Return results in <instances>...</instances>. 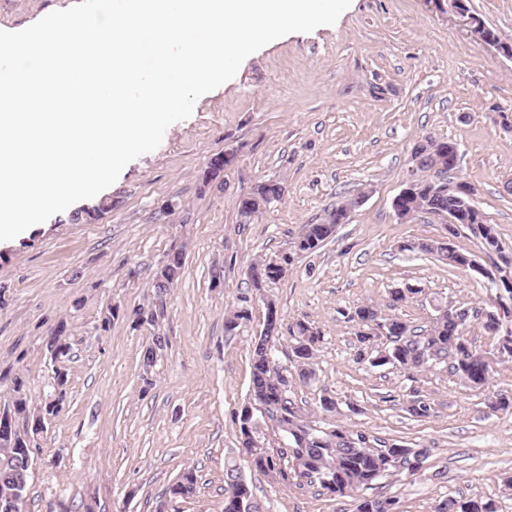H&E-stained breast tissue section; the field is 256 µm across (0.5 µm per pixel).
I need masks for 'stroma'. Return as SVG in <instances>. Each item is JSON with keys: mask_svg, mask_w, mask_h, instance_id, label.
<instances>
[{"mask_svg": "<svg viewBox=\"0 0 512 512\" xmlns=\"http://www.w3.org/2000/svg\"><path fill=\"white\" fill-rule=\"evenodd\" d=\"M69 2L0 0V30L24 29ZM503 112L512 114V59L472 35L451 0H352L335 24L250 55L189 118L167 128L156 150L77 202L80 210L109 203L98 219L75 224L65 211L0 242V408L18 398L38 408L53 398L57 373L67 376L59 413L31 441L23 512H157L163 503L169 512H224L230 459L261 512H356L357 498L278 485L254 470L239 442L264 294L281 313L272 356L310 424L336 419L426 449L418 470L382 482L398 512H436L450 497H480L512 512L503 486L512 476V413L489 411L445 365L412 377L357 360L348 319L374 303L423 328L437 307L489 306L496 287L487 273L496 263L480 239L463 228L454 245L486 275L443 264L414 247L444 234L439 218L400 222L392 202L411 178L434 176L412 161L417 142L454 141L452 178L474 188V205L512 257V132L499 123ZM224 151L235 163L203 185L209 159ZM273 179L282 198L243 219L239 199ZM358 194L364 200L347 223L256 293L251 263L280 260L304 225ZM178 250L183 276L159 294L156 271ZM217 265L223 282L215 288ZM405 286L417 294L390 309L391 289ZM242 307L249 319L226 332L225 315ZM142 308L156 312L155 323L137 324ZM62 320L69 351L57 358L47 341ZM301 320L323 336L307 383L292 352ZM156 336L164 344L147 375L140 350ZM415 394L430 402L429 417L408 414ZM324 395L337 400L339 417L321 411ZM187 469L197 475V494L169 500Z\"/></svg>", "mask_w": 512, "mask_h": 512, "instance_id": "1", "label": "stroma"}]
</instances>
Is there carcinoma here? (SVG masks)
Wrapping results in <instances>:
<instances>
[{
	"instance_id": "1",
	"label": "carcinoma",
	"mask_w": 512,
	"mask_h": 512,
	"mask_svg": "<svg viewBox=\"0 0 512 512\" xmlns=\"http://www.w3.org/2000/svg\"><path fill=\"white\" fill-rule=\"evenodd\" d=\"M264 191L262 207L282 196L280 182L271 180L257 185ZM421 211L436 213L448 209V194L431 199L420 197ZM333 225L328 219L317 224H307L295 246L303 253H313L332 235ZM184 252L174 251L165 264L156 272L155 288L170 289L180 278L184 268ZM506 302L511 306L506 312L502 333L489 337L487 348L503 349L505 359L501 364L512 363V288H504ZM357 319L372 323H383L384 347L374 350L370 360L373 367L390 365L395 369L419 370L437 360L449 361V374L474 392H482L490 380V372L483 361V349L474 345L465 333L470 319L456 320L434 317L427 329L416 332L398 317H383L374 304L355 308ZM295 340L307 338L311 349L304 355L294 354L300 360L301 376L305 379L314 374L311 367L316 345L321 341V332L311 323L299 321L295 324ZM264 394L267 411L288 419V429L277 426L282 441L269 447L253 459L254 468L275 479L283 487L299 486V478L316 479L321 488L337 497L349 496L363 490H374L380 481L398 471V462L418 460L425 456L424 448H409L405 445L372 438L365 432L352 430L341 424L317 427L305 423L302 408L288 393V380L258 347L251 354L250 393ZM429 402L413 395L408 401L407 412L415 418L430 416ZM21 429L14 425L11 435L0 433V488L12 481L16 460V449L22 447ZM237 473V464L227 460L224 464V512H239L237 500L230 494L228 486ZM397 500L382 495L359 499L356 512H396ZM437 512H494L493 503L475 498H448L439 505Z\"/></svg>"
}]
</instances>
